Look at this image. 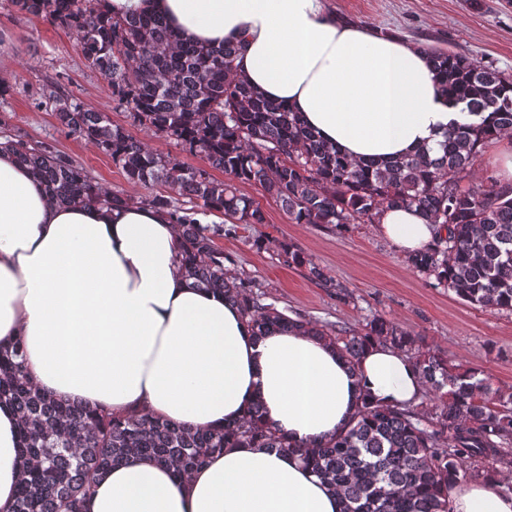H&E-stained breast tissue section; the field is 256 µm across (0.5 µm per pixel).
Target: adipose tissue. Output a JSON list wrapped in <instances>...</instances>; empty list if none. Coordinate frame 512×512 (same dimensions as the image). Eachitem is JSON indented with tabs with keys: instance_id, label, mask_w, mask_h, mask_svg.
Returning <instances> with one entry per match:
<instances>
[{
	"instance_id": "ef3b65f1",
	"label": "adipose tissue",
	"mask_w": 512,
	"mask_h": 512,
	"mask_svg": "<svg viewBox=\"0 0 512 512\" xmlns=\"http://www.w3.org/2000/svg\"><path fill=\"white\" fill-rule=\"evenodd\" d=\"M115 16L156 12L192 41L241 42L238 72L300 112L344 155L387 161L437 147L462 115L415 45L338 23L325 0H106ZM398 249L429 246L412 208L384 210ZM22 338L28 370L56 399L152 413L190 428L238 419L254 401L289 439L334 433L356 398L417 402L414 362L387 345L357 369L296 329L254 334L239 307L179 270L178 229L142 203L57 204L0 147V342ZM23 448L0 403V512H13ZM450 512H512V492L482 480L449 488ZM338 495L294 456L228 448L183 482L139 456L98 476L83 512H341Z\"/></svg>"
}]
</instances>
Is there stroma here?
I'll return each mask as SVG.
<instances>
[{"mask_svg": "<svg viewBox=\"0 0 512 512\" xmlns=\"http://www.w3.org/2000/svg\"><path fill=\"white\" fill-rule=\"evenodd\" d=\"M338 21L407 41L422 48L465 51L470 57L512 73V0H327ZM0 131L29 142H43L84 167L105 188L142 201L147 188L128 183L111 158L58 125L53 95L69 97L86 109L108 113L113 124L145 139L157 151L190 166L198 157L159 133L135 122L116 107L104 77L88 68L71 32L34 18L0 0ZM244 194L263 209L265 223L225 236L219 244L236 273L260 283L266 300L293 318L327 329L356 330L379 314L411 334L426 348L456 364L477 367L493 385L512 391V314L491 312L432 287L413 272L406 255L379 234L375 225L356 224L340 232L328 224L291 223L274 199L254 184ZM264 235V250L249 245L246 235ZM293 243L308 265L288 264L279 241ZM324 281L309 274L310 265ZM348 297L339 299L335 284Z\"/></svg>", "mask_w": 512, "mask_h": 512, "instance_id": "stroma-1", "label": "stroma"}]
</instances>
